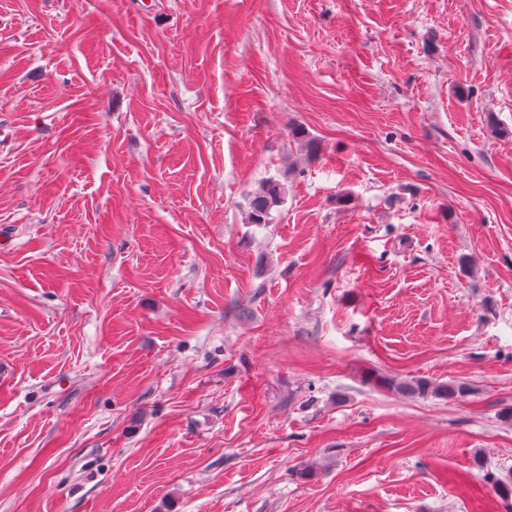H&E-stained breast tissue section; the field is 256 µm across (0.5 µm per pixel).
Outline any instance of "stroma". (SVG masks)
I'll list each match as a JSON object with an SVG mask.
<instances>
[{
    "label": "stroma",
    "instance_id": "stroma-1",
    "mask_svg": "<svg viewBox=\"0 0 512 512\" xmlns=\"http://www.w3.org/2000/svg\"><path fill=\"white\" fill-rule=\"evenodd\" d=\"M508 408L512 0H0V512H512ZM285 195V185L279 179L270 177L263 180L251 195L248 223L271 224L273 211L283 204ZM388 385L402 393L421 396L430 395L448 400L463 398L468 391L467 386L463 383H433L424 378L401 382L391 381Z\"/></svg>",
    "mask_w": 512,
    "mask_h": 512
}]
</instances>
